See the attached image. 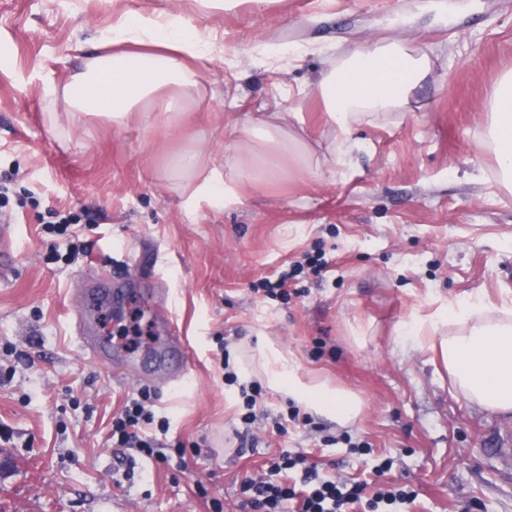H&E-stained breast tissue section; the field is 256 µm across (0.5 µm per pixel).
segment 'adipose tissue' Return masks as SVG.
Here are the masks:
<instances>
[{"label":"adipose tissue","mask_w":512,"mask_h":512,"mask_svg":"<svg viewBox=\"0 0 512 512\" xmlns=\"http://www.w3.org/2000/svg\"><path fill=\"white\" fill-rule=\"evenodd\" d=\"M217 45L208 28L166 10L125 11L92 47L85 68L70 74L49 96H63L73 115L106 117L113 125L151 127L156 117L171 126L185 123L189 99L201 93L197 65L213 60ZM429 76L420 50L390 38L376 40L321 74L312 94L328 120L347 133L352 121L407 105ZM487 134L499 180L512 189V70L503 73L488 99ZM236 155L228 171L207 167L198 150L178 154L174 170L195 182L192 199L219 198L222 207L241 204L242 192L276 181L315 179L302 140L287 133L275 113L247 111L232 126ZM401 335L438 354L454 390L484 409L512 411V310H490L481 300L439 308L429 319L402 322ZM249 365L267 385L308 413L343 429L356 425L363 399L329 381L302 380L292 356L272 341L259 343Z\"/></svg>","instance_id":"obj_1"}]
</instances>
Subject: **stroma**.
Returning a JSON list of instances; mask_svg holds the SVG:
<instances>
[{"mask_svg":"<svg viewBox=\"0 0 512 512\" xmlns=\"http://www.w3.org/2000/svg\"><path fill=\"white\" fill-rule=\"evenodd\" d=\"M129 9L199 17L223 47L185 127L75 122L63 97L44 94L81 69L75 45ZM382 36L427 53V83L404 108L352 123L346 162L333 166L339 131L311 85ZM511 68L512 0H240L203 16L195 0H0V232L15 257L0 276V512H209L202 487L240 512L241 483L289 452L369 496L410 488L401 512H512V414L459 398L432 353L395 334L476 296L512 308V191L498 182L485 111ZM234 96L302 109L304 124L289 128L303 130L321 177L246 191L233 208L190 200L172 159L194 146L207 165L231 164ZM143 240L163 279L140 282L100 321L109 339L133 314L145 330L142 345L124 346L134 370L110 373L76 335L83 280L124 269ZM319 257L327 266L316 272L308 263ZM298 261L287 296L265 301V278ZM158 315L189 352L177 389L148 353ZM358 327L360 347L349 341ZM265 337L301 375L359 393V423L292 415L265 387L256 439L239 445L243 402L223 361ZM143 391L169 423L150 436L181 447L182 461L139 457L128 479L108 433ZM387 458L390 470L375 473Z\"/></svg>","mask_w":512,"mask_h":512,"instance_id":"1","label":"stroma"}]
</instances>
